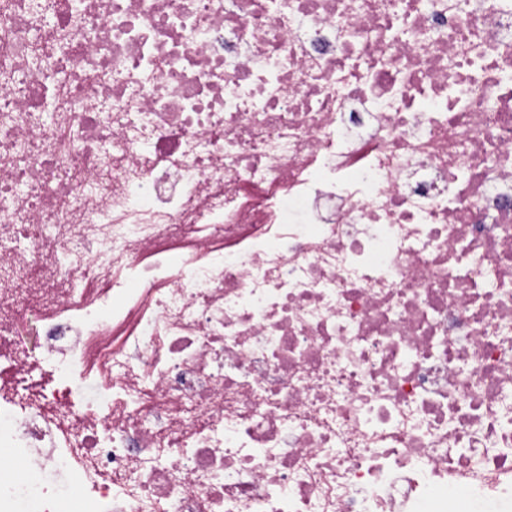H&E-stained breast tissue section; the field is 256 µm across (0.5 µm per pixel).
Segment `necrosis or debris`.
Returning <instances> with one entry per match:
<instances>
[{"label":"necrosis or debris","mask_w":512,"mask_h":512,"mask_svg":"<svg viewBox=\"0 0 512 512\" xmlns=\"http://www.w3.org/2000/svg\"><path fill=\"white\" fill-rule=\"evenodd\" d=\"M2 371L0 512H512V0H0Z\"/></svg>","instance_id":"obj_1"}]
</instances>
